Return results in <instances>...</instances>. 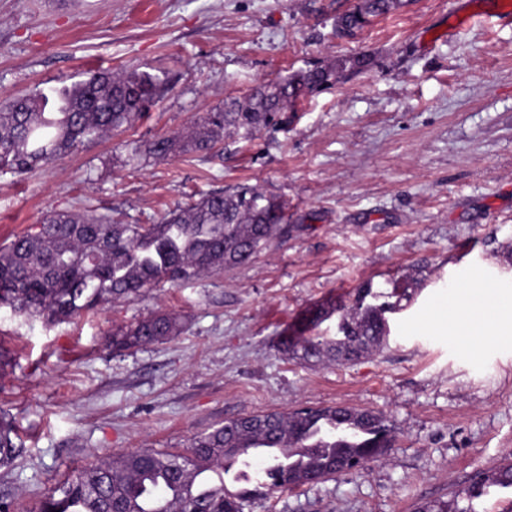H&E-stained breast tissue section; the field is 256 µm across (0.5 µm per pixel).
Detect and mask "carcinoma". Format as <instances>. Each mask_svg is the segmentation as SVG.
<instances>
[{
	"instance_id": "1",
	"label": "carcinoma",
	"mask_w": 512,
	"mask_h": 512,
	"mask_svg": "<svg viewBox=\"0 0 512 512\" xmlns=\"http://www.w3.org/2000/svg\"><path fill=\"white\" fill-rule=\"evenodd\" d=\"M401 2L358 0L336 17V32L362 30ZM371 64L365 54L340 56L283 81L261 83L184 131L148 142L144 154H211L226 136L247 140L277 126L281 113L299 100ZM160 93L150 73L123 69L94 73L53 96L42 90L17 96L0 107V172L26 174L129 128ZM287 212L281 197L248 185L178 205L147 228L91 210L52 211L35 230L0 246V307L56 324L111 302L133 301L165 282L244 266L266 248ZM411 297L396 284L389 291L369 284L349 304L316 309L310 330L335 316L336 335L283 339L280 352L307 364L360 361L387 346V314ZM180 328L177 316L157 311L115 326L108 344L121 353L169 339ZM14 434L13 422L1 415L0 468L13 467L23 454ZM394 441L387 417L370 409L306 407L241 416L195 435L186 453L138 448L103 456L50 487L34 512H242L247 491L224 486L230 473L236 482L283 493L348 472L353 462L362 469L384 457ZM491 486L512 488V462L490 477L475 476L469 499ZM418 512L474 510L439 501Z\"/></svg>"
}]
</instances>
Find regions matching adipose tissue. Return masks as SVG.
<instances>
[{
	"instance_id": "1",
	"label": "adipose tissue",
	"mask_w": 512,
	"mask_h": 512,
	"mask_svg": "<svg viewBox=\"0 0 512 512\" xmlns=\"http://www.w3.org/2000/svg\"><path fill=\"white\" fill-rule=\"evenodd\" d=\"M470 295V288L464 284L454 287L451 293H440L432 302L437 315L434 319L422 321V329L430 333L450 331L458 336H473L481 341L490 336L512 335V290L500 289L496 305L471 319H456L447 314L449 300L461 304L468 301Z\"/></svg>"
}]
</instances>
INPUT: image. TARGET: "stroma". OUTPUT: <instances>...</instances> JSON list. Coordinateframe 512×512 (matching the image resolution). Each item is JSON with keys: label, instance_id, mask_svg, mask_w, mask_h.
Returning <instances> with one entry per match:
<instances>
[{"label": "stroma", "instance_id": "obj_1", "mask_svg": "<svg viewBox=\"0 0 512 512\" xmlns=\"http://www.w3.org/2000/svg\"><path fill=\"white\" fill-rule=\"evenodd\" d=\"M467 0H408L355 39L334 19L355 0H0V103L90 73L136 68L163 91L126 131L28 175L0 173V245L52 210L85 206L129 224L238 184L282 197L288 221L248 265L163 283L135 301L45 324L0 308V411L25 454L0 468V498L33 512L49 487L97 457L185 451L225 419L348 405L385 414L396 445L366 468L244 512H416L459 495L512 512L469 478L512 461V335L477 348L418 322L440 284L478 274L512 286V23L453 26ZM373 65L297 103L288 123L223 154L133 159L259 82L341 55ZM413 289L382 352L309 366L276 346L306 308L370 283ZM163 310L172 338L117 355L114 325Z\"/></svg>", "mask_w": 512, "mask_h": 512}]
</instances>
